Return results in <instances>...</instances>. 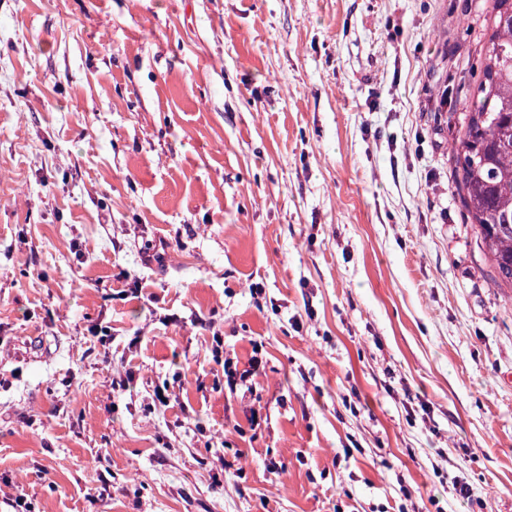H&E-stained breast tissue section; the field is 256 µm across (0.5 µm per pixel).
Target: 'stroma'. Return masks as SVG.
Returning a JSON list of instances; mask_svg holds the SVG:
<instances>
[{
    "instance_id": "1",
    "label": "stroma",
    "mask_w": 512,
    "mask_h": 512,
    "mask_svg": "<svg viewBox=\"0 0 512 512\" xmlns=\"http://www.w3.org/2000/svg\"><path fill=\"white\" fill-rule=\"evenodd\" d=\"M491 9L0 0L1 504L512 512L448 153Z\"/></svg>"
}]
</instances>
